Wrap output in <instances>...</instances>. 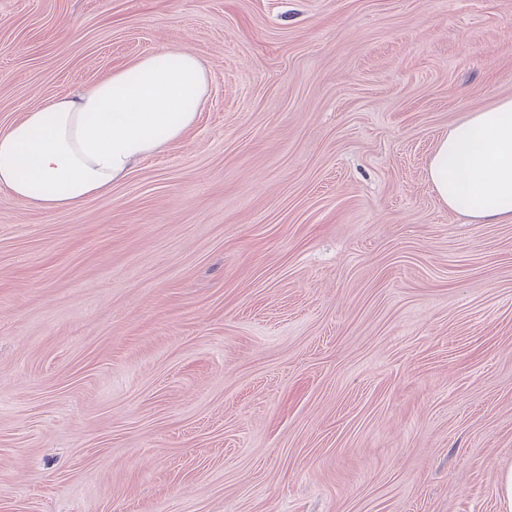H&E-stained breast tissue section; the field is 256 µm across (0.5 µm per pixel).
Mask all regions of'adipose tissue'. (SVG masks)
Returning <instances> with one entry per match:
<instances>
[{
    "label": "adipose tissue",
    "instance_id": "obj_1",
    "mask_svg": "<svg viewBox=\"0 0 512 512\" xmlns=\"http://www.w3.org/2000/svg\"><path fill=\"white\" fill-rule=\"evenodd\" d=\"M207 96V70L194 53L162 48L142 56L1 127L0 188L49 215L78 209L181 139ZM427 175L450 209L479 224L512 222V99L451 127Z\"/></svg>",
    "mask_w": 512,
    "mask_h": 512
}]
</instances>
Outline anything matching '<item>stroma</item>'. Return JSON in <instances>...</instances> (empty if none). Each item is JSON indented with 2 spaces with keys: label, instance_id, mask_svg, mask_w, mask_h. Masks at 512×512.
Listing matches in <instances>:
<instances>
[{
  "label": "stroma",
  "instance_id": "obj_1",
  "mask_svg": "<svg viewBox=\"0 0 512 512\" xmlns=\"http://www.w3.org/2000/svg\"><path fill=\"white\" fill-rule=\"evenodd\" d=\"M165 46L179 141L0 189V512H503L512 223L426 168L512 98V0H0V126Z\"/></svg>",
  "mask_w": 512,
  "mask_h": 512
}]
</instances>
